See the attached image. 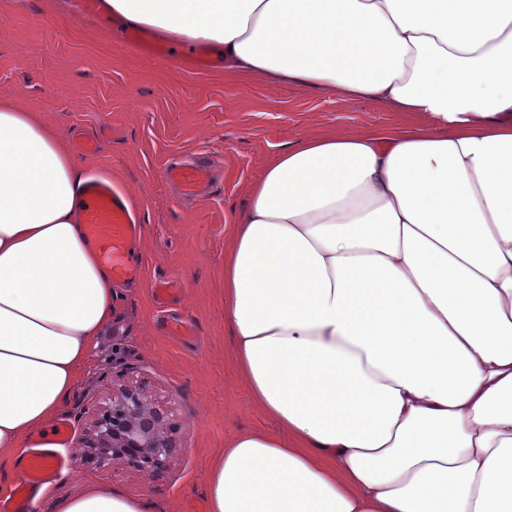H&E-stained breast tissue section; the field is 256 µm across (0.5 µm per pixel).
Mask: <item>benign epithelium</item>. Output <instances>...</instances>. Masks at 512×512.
<instances>
[{"instance_id":"benign-epithelium-1","label":"benign epithelium","mask_w":512,"mask_h":512,"mask_svg":"<svg viewBox=\"0 0 512 512\" xmlns=\"http://www.w3.org/2000/svg\"><path fill=\"white\" fill-rule=\"evenodd\" d=\"M179 430L172 415L153 405L140 387L117 384L100 404L83 454L101 467L126 465L154 475L167 469Z\"/></svg>"}]
</instances>
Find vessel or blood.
I'll use <instances>...</instances> for the list:
<instances>
[{
	"instance_id": "1",
	"label": "vessel or blood",
	"mask_w": 512,
	"mask_h": 512,
	"mask_svg": "<svg viewBox=\"0 0 512 512\" xmlns=\"http://www.w3.org/2000/svg\"><path fill=\"white\" fill-rule=\"evenodd\" d=\"M165 177L183 193L201 195L208 184L206 170L198 165L169 167ZM86 234L97 251L98 260L116 281L140 276V259L132 249L140 224L134 207L124 194L103 175L94 176L86 185V204L82 213ZM51 478L38 453H30L21 463V481L14 495L0 500V512H30L31 503Z\"/></svg>"
}]
</instances>
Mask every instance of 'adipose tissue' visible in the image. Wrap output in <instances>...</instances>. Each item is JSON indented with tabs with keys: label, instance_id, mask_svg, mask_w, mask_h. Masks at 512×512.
<instances>
[{
	"label": "adipose tissue",
	"instance_id": "1",
	"mask_svg": "<svg viewBox=\"0 0 512 512\" xmlns=\"http://www.w3.org/2000/svg\"><path fill=\"white\" fill-rule=\"evenodd\" d=\"M225 71L423 123L269 156L219 302L278 425L211 458L208 512H512V0H106ZM65 138L0 101V459L55 423L112 319ZM58 512H163L105 485Z\"/></svg>",
	"mask_w": 512,
	"mask_h": 512
}]
</instances>
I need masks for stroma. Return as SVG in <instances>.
<instances>
[{
    "instance_id": "stroma-1",
    "label": "stroma",
    "mask_w": 512,
    "mask_h": 512,
    "mask_svg": "<svg viewBox=\"0 0 512 512\" xmlns=\"http://www.w3.org/2000/svg\"><path fill=\"white\" fill-rule=\"evenodd\" d=\"M119 20L84 13L78 0H0V99L38 113L67 139L92 138L80 154L88 170L108 172L135 202L141 232L133 243L138 281L116 286L111 323L61 413L69 446L80 449L101 398L121 379L171 411L180 453L158 477L74 458L32 512H57L61 500L103 484L149 496L173 512L203 505L200 485L211 455L232 429L276 432L250 407L232 367V341L216 299L233 213L267 157L300 138L405 123L403 113L370 99L304 91L275 79L197 71L172 57H146L126 42ZM205 157L215 165L208 199L187 200L169 184L170 163ZM176 280L179 296L159 307L151 288Z\"/></svg>"
}]
</instances>
